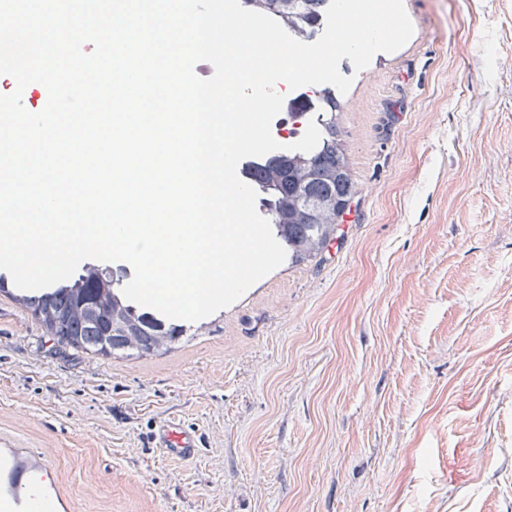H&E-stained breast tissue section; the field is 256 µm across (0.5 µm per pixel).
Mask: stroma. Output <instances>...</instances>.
<instances>
[{"instance_id":"35a3bbf8","label":"stroma","mask_w":512,"mask_h":512,"mask_svg":"<svg viewBox=\"0 0 512 512\" xmlns=\"http://www.w3.org/2000/svg\"><path fill=\"white\" fill-rule=\"evenodd\" d=\"M404 5V47L339 65L357 194L321 255L141 356L0 292V448L53 449L67 512H512V0ZM156 448H162L168 456L183 460L193 459L200 451L201 436L194 430L173 422L158 425L153 434Z\"/></svg>"}]
</instances>
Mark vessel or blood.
<instances>
[{
    "label": "vessel or blood",
    "mask_w": 512,
    "mask_h": 512,
    "mask_svg": "<svg viewBox=\"0 0 512 512\" xmlns=\"http://www.w3.org/2000/svg\"><path fill=\"white\" fill-rule=\"evenodd\" d=\"M156 447L172 457L193 459L200 451V435L178 423L164 422L153 434ZM63 512L65 497L53 476L48 452L24 455L19 448H0V512Z\"/></svg>",
    "instance_id": "vessel-or-blood-1"
}]
</instances>
